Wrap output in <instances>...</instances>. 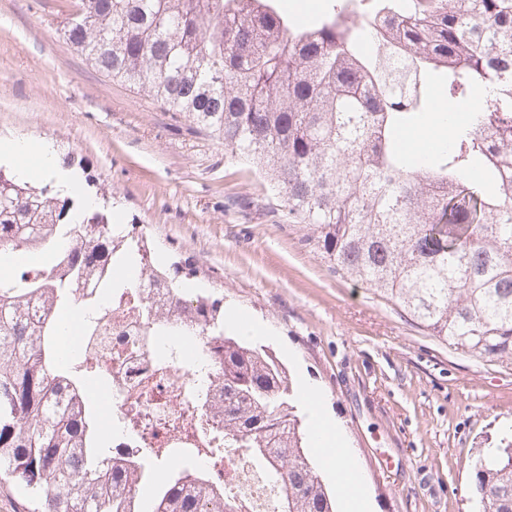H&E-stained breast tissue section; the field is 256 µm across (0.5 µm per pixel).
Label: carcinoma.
Here are the masks:
<instances>
[{
	"label": "carcinoma",
	"instance_id": "1",
	"mask_svg": "<svg viewBox=\"0 0 512 512\" xmlns=\"http://www.w3.org/2000/svg\"><path fill=\"white\" fill-rule=\"evenodd\" d=\"M274 0H78L65 40L96 70L159 101L258 169L306 244L455 350L512 362V0H335L300 25ZM494 96L419 160L402 135L432 115L431 91ZM74 186L0 165V257L49 255L0 277V480L29 512H143L155 469L102 449L83 377L58 356L62 312L107 293L131 255L165 296L159 325L188 308L224 364V441L278 476L280 512H336L311 455L286 367L226 330L224 304L191 294L188 268L155 256ZM151 512H225L169 452ZM473 492L512 512V441L481 450Z\"/></svg>",
	"mask_w": 512,
	"mask_h": 512
}]
</instances>
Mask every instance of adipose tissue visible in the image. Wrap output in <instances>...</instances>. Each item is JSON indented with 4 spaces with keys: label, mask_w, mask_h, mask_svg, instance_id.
Here are the masks:
<instances>
[{
    "label": "adipose tissue",
    "mask_w": 512,
    "mask_h": 512,
    "mask_svg": "<svg viewBox=\"0 0 512 512\" xmlns=\"http://www.w3.org/2000/svg\"><path fill=\"white\" fill-rule=\"evenodd\" d=\"M1 157L9 159L23 178H53L60 182L68 179L54 149L46 143L37 144L26 139L0 141ZM303 397L321 467L338 479L343 512H372L363 476L339 425L323 406L321 389L313 384L305 385Z\"/></svg>",
    "instance_id": "obj_1"
}]
</instances>
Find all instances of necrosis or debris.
<instances>
[{
	"label": "necrosis or debris",
	"instance_id": "1",
	"mask_svg": "<svg viewBox=\"0 0 512 512\" xmlns=\"http://www.w3.org/2000/svg\"><path fill=\"white\" fill-rule=\"evenodd\" d=\"M160 290L148 276L134 287L113 289L95 306L78 305L69 336L79 349L69 364L104 377L112 405V449L140 456L185 449L190 468L224 490L232 512H278V484L244 450L224 446V421L211 408L223 370L206 337L173 326L156 333L146 307ZM222 447L215 455L213 447Z\"/></svg>",
	"mask_w": 512,
	"mask_h": 512
}]
</instances>
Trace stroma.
Masks as SVG:
<instances>
[{
	"instance_id": "stroma-1",
	"label": "stroma",
	"mask_w": 512,
	"mask_h": 512,
	"mask_svg": "<svg viewBox=\"0 0 512 512\" xmlns=\"http://www.w3.org/2000/svg\"><path fill=\"white\" fill-rule=\"evenodd\" d=\"M71 2L0 0V139L74 151L109 189L114 223L191 263L294 384H320L374 512H478L475 452L512 438V363L456 351L342 277L255 169L70 48Z\"/></svg>"
}]
</instances>
